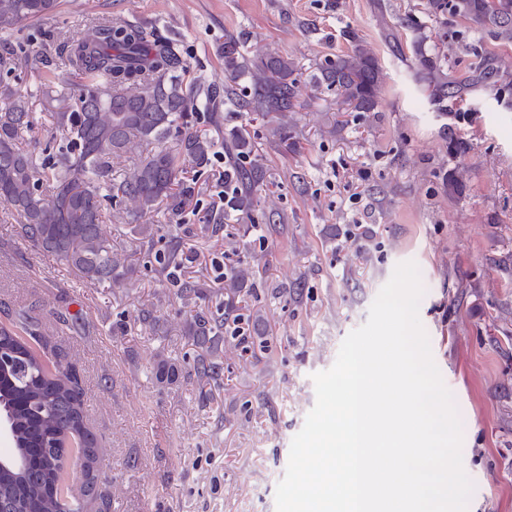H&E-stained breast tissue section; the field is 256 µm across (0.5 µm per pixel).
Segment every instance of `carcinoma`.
<instances>
[{"label": "carcinoma", "instance_id": "cac0c4a2", "mask_svg": "<svg viewBox=\"0 0 512 512\" xmlns=\"http://www.w3.org/2000/svg\"><path fill=\"white\" fill-rule=\"evenodd\" d=\"M58 0H0V31L12 33L34 19L52 16ZM437 19L460 17L470 28L512 43V0H428ZM353 48L326 57L310 74L274 47L249 55L242 39L224 37V85L201 88L189 72L181 44L147 31L121 15L94 16L76 35L58 44L60 63L39 78L35 89L22 82V49L0 51V208L21 225L22 235L39 251L55 255L90 286L121 287L131 273L127 257L112 245L103 228L105 204L112 205V223L134 215L158 213L174 221L193 199L197 173L208 167L216 143L196 128L205 112L211 123L224 124L223 205L208 208L201 232L216 231L231 214L251 216L257 188L268 181L266 158L256 152L250 133L229 126L232 115L246 112L262 119L266 142L286 153L296 146L288 114L309 88L336 95L338 112H376L381 69L378 58L350 36ZM419 75L431 96L446 94L448 81L437 60L418 51ZM64 87V106L52 113L55 132L45 144L25 143L35 125L29 99H53ZM125 159L123 172L113 162ZM163 268L181 264L180 244L170 240L155 254ZM240 275L224 273V293L217 313L198 314L188 324L196 347L190 371L201 383L217 381L229 360L270 350V342L248 345L236 340L249 318ZM0 344L15 353L13 364L0 371V418L9 423L12 447L0 455V512H110L97 479L105 449L86 426L84 393L77 379L59 376L61 362L44 351L39 315L31 311L0 322ZM157 375L174 381L179 368L154 355ZM85 454L84 492L56 497L55 487L70 479L69 452Z\"/></svg>", "mask_w": 512, "mask_h": 512}]
</instances>
